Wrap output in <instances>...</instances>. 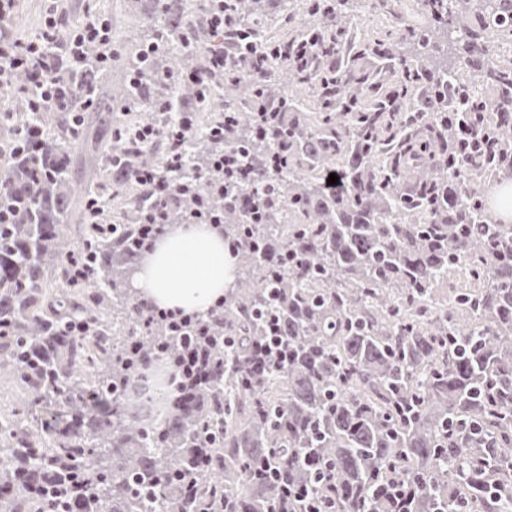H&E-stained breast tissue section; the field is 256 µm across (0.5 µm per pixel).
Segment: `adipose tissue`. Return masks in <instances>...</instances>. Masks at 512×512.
Here are the masks:
<instances>
[{"label":"adipose tissue","mask_w":512,"mask_h":512,"mask_svg":"<svg viewBox=\"0 0 512 512\" xmlns=\"http://www.w3.org/2000/svg\"><path fill=\"white\" fill-rule=\"evenodd\" d=\"M234 271L223 235L207 224H188L155 243L133 286L157 306L202 313L223 298Z\"/></svg>","instance_id":"adipose-tissue-1"}]
</instances>
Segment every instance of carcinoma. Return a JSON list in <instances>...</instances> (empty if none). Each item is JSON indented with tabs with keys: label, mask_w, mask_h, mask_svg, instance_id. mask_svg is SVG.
Listing matches in <instances>:
<instances>
[{
	"label": "carcinoma",
	"mask_w": 512,
	"mask_h": 512,
	"mask_svg": "<svg viewBox=\"0 0 512 512\" xmlns=\"http://www.w3.org/2000/svg\"><path fill=\"white\" fill-rule=\"evenodd\" d=\"M150 0L163 25L129 36L117 82L124 139L114 153L94 148L107 181L74 198L68 157L92 105L80 88L99 80L98 49L61 73L58 98L70 111L31 112L44 147L31 155L19 138L0 166V381L62 408L54 426L18 410L0 414V512H277L280 485L313 490L334 512H386L371 488L393 476L417 485L411 512H512V224L493 211L481 186L512 183V0H417L427 33L354 35L366 8L392 13L389 0H294L324 46L347 63L324 83L273 66L261 87H224L223 111L262 98L290 113L283 166H268L276 142L239 124L218 145L208 95L174 82L166 64H203L178 33L206 0ZM280 0H225L224 17L261 43L294 40ZM465 51L441 59L448 41ZM415 41L421 51L402 54ZM158 48L142 55L149 43ZM383 47L404 116H387L385 98L363 83V57ZM334 83L345 97L333 99ZM447 92L441 109L424 92ZM195 105V135L181 149L164 231L216 214L235 279L207 314L154 321L129 282L144 248L126 244L150 218L132 171L155 163L166 145L136 150L132 112L172 97ZM473 130L457 146L458 125ZM242 149L251 178L221 177L211 159ZM345 185L329 191L325 169ZM456 275L450 295L440 286ZM275 316L283 339L255 362L254 346ZM140 340V351L127 346ZM191 337L205 348L211 385L194 387L181 353ZM182 369L174 389L150 409L126 394L143 367ZM223 474L208 484L200 457ZM321 459L335 478L317 481L305 459Z\"/></svg>",
	"instance_id": "obj_1"
}]
</instances>
